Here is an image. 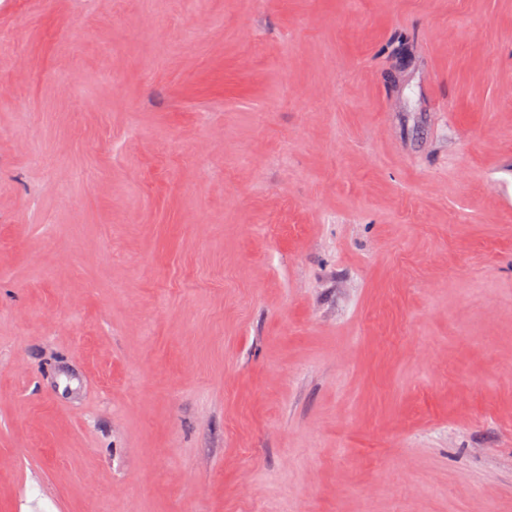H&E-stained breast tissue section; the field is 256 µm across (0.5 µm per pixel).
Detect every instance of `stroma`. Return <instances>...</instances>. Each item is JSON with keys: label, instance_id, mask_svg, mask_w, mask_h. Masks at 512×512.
<instances>
[{"label": "stroma", "instance_id": "35a3bbf8", "mask_svg": "<svg viewBox=\"0 0 512 512\" xmlns=\"http://www.w3.org/2000/svg\"><path fill=\"white\" fill-rule=\"evenodd\" d=\"M0 512H512V0H0Z\"/></svg>", "mask_w": 512, "mask_h": 512}]
</instances>
